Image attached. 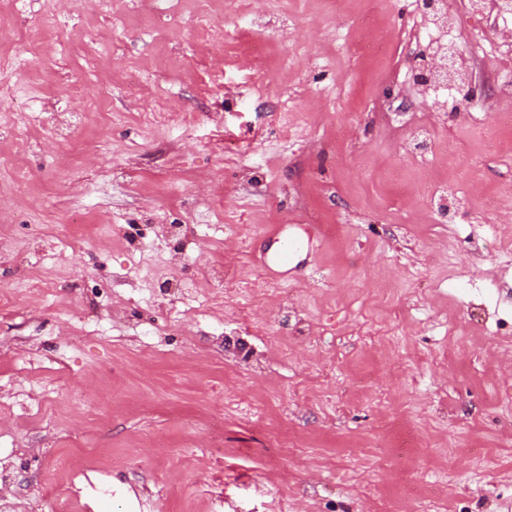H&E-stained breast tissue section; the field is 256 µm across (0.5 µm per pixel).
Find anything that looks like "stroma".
<instances>
[{
    "label": "stroma",
    "instance_id": "35a3bbf8",
    "mask_svg": "<svg viewBox=\"0 0 512 512\" xmlns=\"http://www.w3.org/2000/svg\"><path fill=\"white\" fill-rule=\"evenodd\" d=\"M464 2L472 112L414 88L433 38L414 0L0 14L1 498L512 512V21ZM54 112L80 115L66 137ZM423 127L430 147L405 151ZM433 175L463 207L437 211ZM281 237L314 242L284 273ZM218 262L232 299L203 277ZM175 279L191 292L166 295Z\"/></svg>",
    "mask_w": 512,
    "mask_h": 512
}]
</instances>
